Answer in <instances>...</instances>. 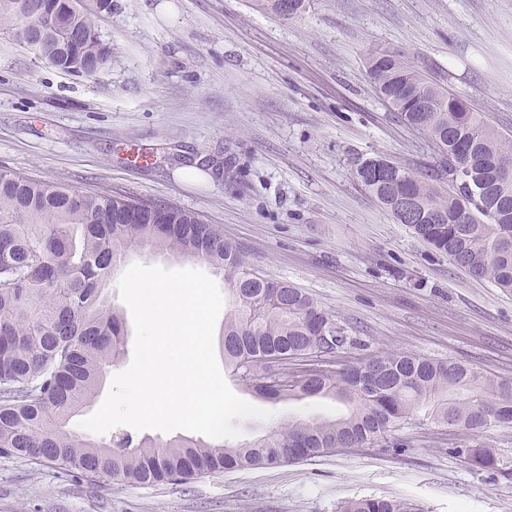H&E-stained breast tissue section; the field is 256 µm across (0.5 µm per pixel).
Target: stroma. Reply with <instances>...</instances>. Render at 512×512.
<instances>
[{"label":"stroma","mask_w":512,"mask_h":512,"mask_svg":"<svg viewBox=\"0 0 512 512\" xmlns=\"http://www.w3.org/2000/svg\"><path fill=\"white\" fill-rule=\"evenodd\" d=\"M98 29L112 63L91 79L0 34V172L162 200L220 226L248 265L333 315L348 338L337 367L405 352L512 379V291L454 266L353 174L361 158L420 177L438 164L371 82L377 49L512 134V0H309L294 18L256 0H112ZM229 386L271 413L241 422L244 443L347 410ZM476 444L495 449L496 469L459 456ZM370 495L423 512H512V428L413 419L383 443L155 487L0 457V512H336Z\"/></svg>","instance_id":"obj_1"}]
</instances>
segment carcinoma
Wrapping results in <instances>:
<instances>
[{"label": "carcinoma", "instance_id": "cac0c4a2", "mask_svg": "<svg viewBox=\"0 0 512 512\" xmlns=\"http://www.w3.org/2000/svg\"><path fill=\"white\" fill-rule=\"evenodd\" d=\"M33 0H0V30L47 25L55 40L43 59L92 78L112 63L97 15L111 0H55L51 18L37 17ZM294 17L306 0H259ZM378 93L409 126L436 145L439 164L425 178L396 166L399 178L362 182L391 214L414 199V233L478 280L512 290V175L493 182L487 165L512 163V135L489 125L467 100L427 78L397 52L367 61ZM468 159L470 179L483 196L500 199L498 219L485 222L480 206L448 182L453 165ZM160 200L79 192L57 183L0 172V457L50 466L95 484L104 479L139 486L183 485L227 470L274 468L340 448L385 438L401 421L425 411L435 423L480 433L512 427V381L452 360L391 352L326 369L288 385L273 373L320 354L332 357L347 337L332 316L300 289L250 268L222 229ZM201 259L224 271L234 309L224 320V363L235 380L269 401L331 396L348 406L334 420H298L244 445L176 436L164 443L122 433L98 442L68 429L96 395L106 369L125 352L121 312L104 290L117 263L144 249ZM459 453L479 470L497 465L494 450L476 445ZM338 512H419L394 497L341 502Z\"/></svg>", "mask_w": 512, "mask_h": 512}]
</instances>
